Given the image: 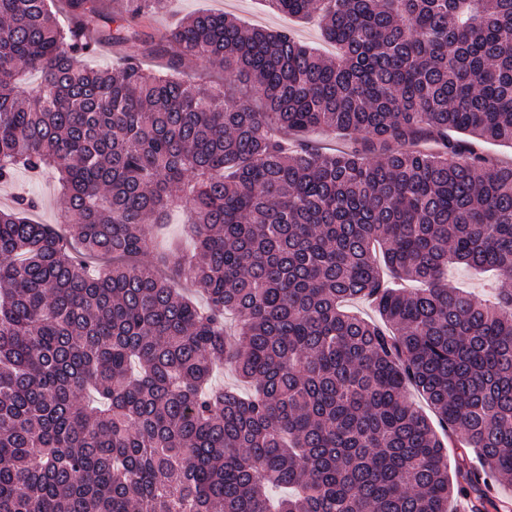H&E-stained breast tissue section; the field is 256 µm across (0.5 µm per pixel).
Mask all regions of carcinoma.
<instances>
[{"label":"carcinoma","mask_w":512,"mask_h":512,"mask_svg":"<svg viewBox=\"0 0 512 512\" xmlns=\"http://www.w3.org/2000/svg\"><path fill=\"white\" fill-rule=\"evenodd\" d=\"M163 3L0 0V183L64 200L0 209V512H512V0H268L336 56L202 12L163 73L83 64ZM178 207L191 258L144 260ZM290 26L300 41L317 48L325 55L332 54V47L323 40L320 28L315 21L292 23ZM18 196H27L37 201L38 206L32 217L43 224H56V219L63 210V198L55 188L54 183L45 176L27 170L16 172L11 182L0 184V206L13 205Z\"/></svg>","instance_id":"carcinoma-1"}]
</instances>
